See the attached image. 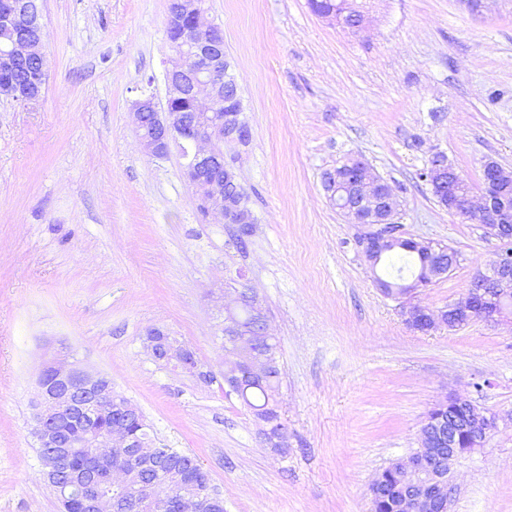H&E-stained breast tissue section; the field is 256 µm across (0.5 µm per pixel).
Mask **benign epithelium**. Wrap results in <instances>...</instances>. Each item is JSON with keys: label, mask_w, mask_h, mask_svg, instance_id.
<instances>
[{"label": "benign epithelium", "mask_w": 512, "mask_h": 512, "mask_svg": "<svg viewBox=\"0 0 512 512\" xmlns=\"http://www.w3.org/2000/svg\"><path fill=\"white\" fill-rule=\"evenodd\" d=\"M167 24L186 23L179 47L167 60L166 80L170 99L189 95L197 114L168 110L156 111L152 98L143 97L133 104L139 139L146 152L155 157L169 153L171 143L181 140L191 147L185 154V174L206 212L225 218L227 224L253 223L246 193L234 171L224 164V153L217 144L239 140L248 134L239 119L238 94L234 80L222 73L219 63L224 44L213 37L218 26L208 15L206 0H170ZM321 17L354 32L366 29L368 17L350 6L341 13L324 12ZM0 29L8 32L0 49V72L9 73L33 65L46 72L44 26L40 17L30 14L22 0H10L0 9ZM348 166L354 176L347 180L334 171L324 175V188L330 199L353 223L365 228L358 237L363 251L371 256L391 241L390 223L400 207L392 187L373 173L361 157L352 158ZM459 173L448 156L433 151L428 157L422 178L434 197L464 219L479 224L485 233L501 238L502 229L512 222V209L498 197L499 187L512 182V171L495 160L482 166L480 187L462 197L450 194V183ZM427 266L432 276L447 273L446 252L433 250V242L424 245ZM245 296L238 293L224 302L225 321L222 333L244 347L272 344L265 313L256 297L249 298V311L255 328L241 333L236 311ZM512 259L497 256L490 272L478 275L463 297L442 309H430L418 303L402 305L405 323L413 330L429 332L441 327L454 329L475 319L512 326ZM144 347L154 361L174 364L190 373L198 371L194 352L171 339L159 329H151ZM112 395V426L97 436L93 446L99 456L112 461L105 480L122 485L131 471L124 463L130 458L159 463L161 458L153 443L135 437L128 429L129 418L138 409L128 399L112 390V379L91 373L80 364L54 355L44 362L32 402L34 433L45 455H56L74 446L67 427L76 421L98 417L102 397ZM448 406V419L427 418L420 430L418 448L399 460L393 482L381 487L372 480L374 493L394 501L396 512H452L455 466L460 459L482 449L487 437L498 429L501 417L490 414L475 401L460 395L441 400ZM74 487L84 494L87 512H112L111 504L94 488V481L81 479ZM148 512H201L197 493L173 490L151 493L146 499Z\"/></svg>", "instance_id": "1"}]
</instances>
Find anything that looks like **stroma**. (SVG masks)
<instances>
[{
    "label": "stroma",
    "mask_w": 512,
    "mask_h": 512,
    "mask_svg": "<svg viewBox=\"0 0 512 512\" xmlns=\"http://www.w3.org/2000/svg\"><path fill=\"white\" fill-rule=\"evenodd\" d=\"M224 32L249 136L224 145L254 219L203 215L179 148L141 146L132 103L167 97L168 0H43L48 82L0 101V512H57L39 472L30 401L64 351L136 404L155 444L195 456L224 512H370L378 472L418 445L457 394L512 413V328L480 320L422 333L378 288L358 228L323 174L362 156L398 194L404 237L452 248L419 289L439 309L502 248L420 177L433 149L472 186L512 170V0H366V31L308 0H207ZM247 286L278 346L287 445L224 390L223 291ZM158 328L201 373L154 362ZM453 512H512V425L455 468Z\"/></svg>",
    "instance_id": "35a3bbf8"
}]
</instances>
